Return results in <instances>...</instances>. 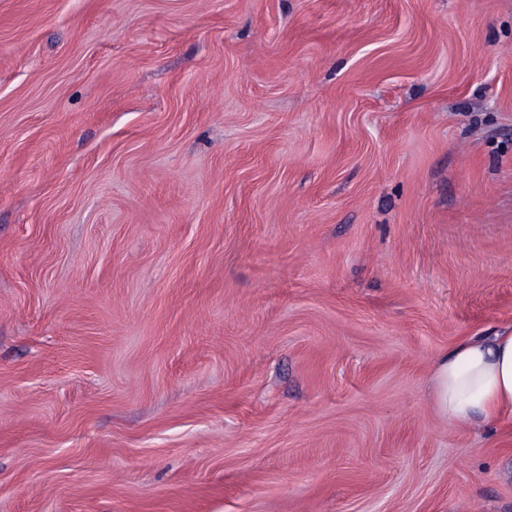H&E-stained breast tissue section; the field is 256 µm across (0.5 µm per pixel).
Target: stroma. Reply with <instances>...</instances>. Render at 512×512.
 I'll list each match as a JSON object with an SVG mask.
<instances>
[{
	"instance_id": "obj_1",
	"label": "stroma",
	"mask_w": 512,
	"mask_h": 512,
	"mask_svg": "<svg viewBox=\"0 0 512 512\" xmlns=\"http://www.w3.org/2000/svg\"><path fill=\"white\" fill-rule=\"evenodd\" d=\"M512 0H0V512H512ZM432 396L438 413L474 430L512 410V329L469 338L442 357L433 372Z\"/></svg>"
}]
</instances>
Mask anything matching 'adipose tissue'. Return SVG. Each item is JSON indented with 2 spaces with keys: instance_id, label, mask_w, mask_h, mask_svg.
<instances>
[{
  "instance_id": "obj_1",
  "label": "adipose tissue",
  "mask_w": 512,
  "mask_h": 512,
  "mask_svg": "<svg viewBox=\"0 0 512 512\" xmlns=\"http://www.w3.org/2000/svg\"><path fill=\"white\" fill-rule=\"evenodd\" d=\"M432 396L438 413L474 430L512 410V329L469 338L442 357L433 372Z\"/></svg>"
}]
</instances>
